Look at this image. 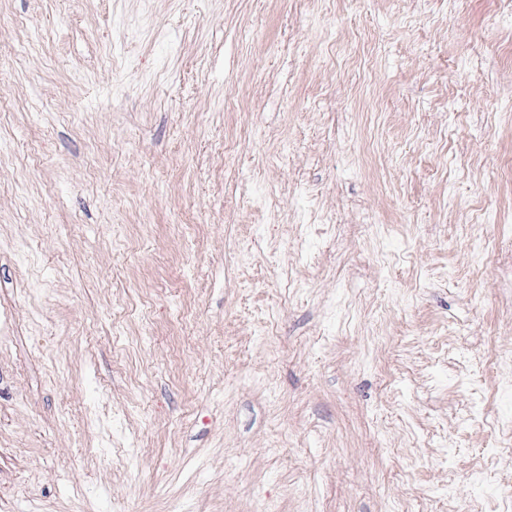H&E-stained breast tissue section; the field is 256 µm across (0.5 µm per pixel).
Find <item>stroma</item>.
<instances>
[{"mask_svg": "<svg viewBox=\"0 0 512 512\" xmlns=\"http://www.w3.org/2000/svg\"><path fill=\"white\" fill-rule=\"evenodd\" d=\"M0 312V512L512 504V0H0Z\"/></svg>", "mask_w": 512, "mask_h": 512, "instance_id": "obj_1", "label": "stroma"}]
</instances>
